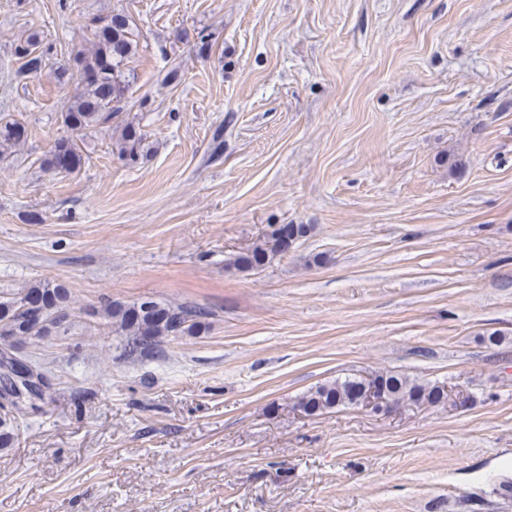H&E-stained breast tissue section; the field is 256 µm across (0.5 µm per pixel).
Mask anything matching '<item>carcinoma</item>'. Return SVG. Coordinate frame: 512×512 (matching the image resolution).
I'll return each mask as SVG.
<instances>
[{
  "label": "carcinoma",
  "mask_w": 512,
  "mask_h": 512,
  "mask_svg": "<svg viewBox=\"0 0 512 512\" xmlns=\"http://www.w3.org/2000/svg\"><path fill=\"white\" fill-rule=\"evenodd\" d=\"M137 42L133 39L127 16L116 13L99 19L89 47L78 50L66 64L56 68L63 77L74 70L79 75L75 94L68 100L64 122L71 130L84 132L112 121L122 111V103L131 84L127 65L135 55ZM14 54L26 60V65L40 67L45 63L46 51L41 47L39 34L31 33L14 49ZM21 127L17 121L0 119V156L19 151L26 136L17 135ZM119 157L131 164L147 158V138L131 123L125 124L117 142ZM83 160L81 149L74 140L61 137L55 140L42 162L46 170L71 173ZM280 228L274 224L262 239L245 255L235 258L234 264L243 269H258L284 255ZM70 296L66 288L50 282L29 285L9 296L0 297V346L15 347L28 340L39 339L51 329H64L68 318ZM85 314L112 325V333L127 346L141 338H150V344L139 354L158 350L170 337L191 333L198 326L204 312L183 305L172 306L153 299L131 304L107 300L98 307L85 309ZM385 389L390 402L398 407L404 403L438 404L446 399L445 386L438 383H418L400 374H374L370 380L347 377L315 387L308 391L298 405L309 415H318L338 407H353L359 389L364 384ZM26 416H0V448L14 443V426Z\"/></svg>",
  "instance_id": "obj_1"
}]
</instances>
